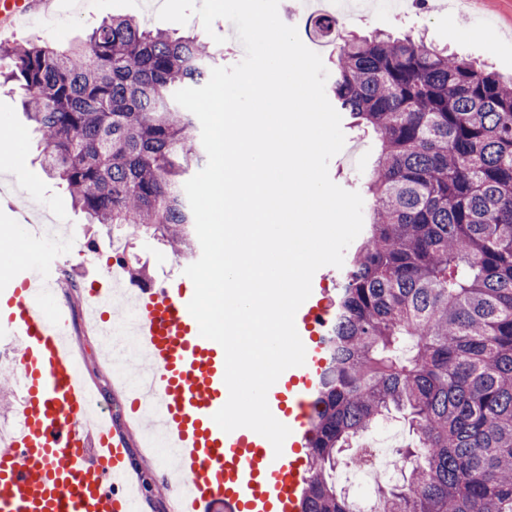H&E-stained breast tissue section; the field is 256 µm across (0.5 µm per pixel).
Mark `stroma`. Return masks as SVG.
<instances>
[{
  "label": "stroma",
  "instance_id": "stroma-1",
  "mask_svg": "<svg viewBox=\"0 0 512 512\" xmlns=\"http://www.w3.org/2000/svg\"><path fill=\"white\" fill-rule=\"evenodd\" d=\"M156 0H95L93 8H85L84 0H70L67 8L47 15H38L31 24L19 27L14 43H50L64 46L82 39L102 20L115 16H131L152 30L171 33H195L202 42H209L211 34L224 36L220 49L225 66H233L244 56V48L236 37V27L225 19L216 20L212 31H205L199 18H191L181 25L158 19ZM352 29L362 33L384 32L399 37L413 34L440 48L483 63L502 77H512V0H470L459 4L453 0L446 9H438L436 0L417 5L416 0H399L397 8L383 11L365 7L361 16L351 20ZM472 30L469 41H456V28ZM22 91L14 83L0 82V129H7L16 139L15 151L24 159L26 174H19L12 166L0 167V262L42 263L47 249L68 259L74 274L83 281L95 279L112 258V241L95 233L84 214L56 180L45 175L37 160L39 142L31 125L22 114ZM346 145H359L354 160L344 154L335 155L329 162V175L333 182L346 190H354L357 182L365 180L375 159L378 142L373 133L345 128ZM65 224L68 236L53 247L39 245L29 249L27 226L45 221ZM96 237V249H88L89 237ZM132 251L140 263L149 270L148 283L155 288H172L185 282L187 260L172 256L166 246L151 239L136 240ZM71 340L86 354L85 372L89 382L101 394L104 402L112 406V418L127 436L137 467L131 476L143 488L137 512H174L171 505L173 492L170 481L160 478V468L142 438L149 428L145 419H131L132 400L111 377L99 357L97 339L86 329H75Z\"/></svg>",
  "mask_w": 512,
  "mask_h": 512
}]
</instances>
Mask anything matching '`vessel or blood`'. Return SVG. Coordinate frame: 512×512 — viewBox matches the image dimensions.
I'll use <instances>...</instances> for the list:
<instances>
[{
	"instance_id": "obj_1",
	"label": "vessel or blood",
	"mask_w": 512,
	"mask_h": 512,
	"mask_svg": "<svg viewBox=\"0 0 512 512\" xmlns=\"http://www.w3.org/2000/svg\"><path fill=\"white\" fill-rule=\"evenodd\" d=\"M30 0H0V34L25 22ZM58 280L35 265L0 275V338L21 349L15 434L0 448V512H131L123 433L106 434L63 331L44 300ZM190 288L139 294L137 328L157 383L151 412L165 426L186 478L184 512H301L306 483L308 396L326 366L328 331L319 293L299 307L304 365L269 389L273 416L291 430L282 454L248 428L224 432L214 414L227 402L222 346L204 338L188 310Z\"/></svg>"
}]
</instances>
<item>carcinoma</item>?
Here are the masks:
<instances>
[{"label":"carcinoma","instance_id":"cac0c4a2","mask_svg":"<svg viewBox=\"0 0 512 512\" xmlns=\"http://www.w3.org/2000/svg\"><path fill=\"white\" fill-rule=\"evenodd\" d=\"M313 30L336 41L329 96L380 150L362 187L372 219L345 257L326 337L304 512H355L333 471L397 414L414 442L377 512H512V80L410 35L325 17ZM3 53L43 166L88 223L193 256L183 177L203 156L174 93L224 53L128 17L68 47ZM128 247L114 254L142 281Z\"/></svg>","mask_w":512,"mask_h":512}]
</instances>
